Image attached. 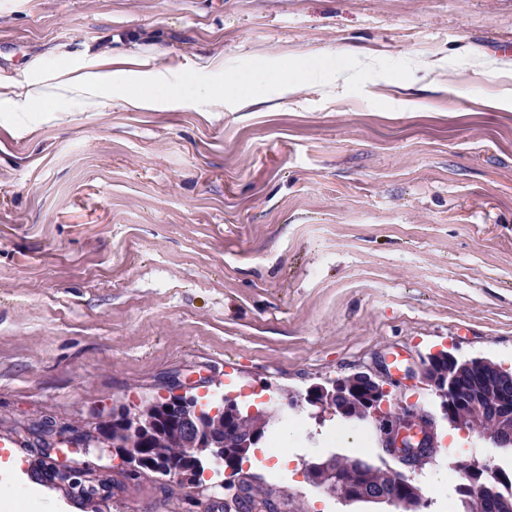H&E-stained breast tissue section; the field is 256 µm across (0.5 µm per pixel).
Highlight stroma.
Returning a JSON list of instances; mask_svg holds the SVG:
<instances>
[{
	"label": "stroma",
	"mask_w": 512,
	"mask_h": 512,
	"mask_svg": "<svg viewBox=\"0 0 512 512\" xmlns=\"http://www.w3.org/2000/svg\"><path fill=\"white\" fill-rule=\"evenodd\" d=\"M512 0H0V75L53 84L101 47L166 83L220 86L253 68H326L263 105L128 110L80 102L0 112V479L51 512L90 505L30 483L31 466H89L118 485L100 512H223L241 474L288 512H390L308 483L304 467L364 456L361 422L318 420L284 470L205 471L201 497L128 476L115 453L43 445L33 429L167 395L244 407L363 372L436 416L433 460L405 475L450 512L439 479L512 450L457 435L421 380L445 350L512 371ZM465 97H458L457 89ZM400 368H393L394 356ZM349 426L352 434L336 432Z\"/></svg>",
	"instance_id": "stroma-1"
}]
</instances>
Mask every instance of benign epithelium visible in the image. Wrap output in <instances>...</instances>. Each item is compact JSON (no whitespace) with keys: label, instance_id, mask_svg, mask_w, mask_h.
I'll return each mask as SVG.
<instances>
[{"label":"benign epithelium","instance_id":"obj_1","mask_svg":"<svg viewBox=\"0 0 512 512\" xmlns=\"http://www.w3.org/2000/svg\"><path fill=\"white\" fill-rule=\"evenodd\" d=\"M446 352L431 354L423 361L421 377L440 400L442 418L449 425L493 442L500 440L505 430L512 431V406L501 391L505 376L500 366L483 358L468 361L473 370V381L455 382L445 370ZM362 404L376 429L391 450V456L411 469L421 468L434 455L437 440L435 418L410 406L393 412L386 387L366 373H355L329 385L315 386L307 391L305 402L320 414L339 412L352 417L354 408L347 404L350 396ZM492 415L498 423V432L486 430L482 419ZM275 412L256 407L244 412L233 399L224 400L220 407L206 409L196 397L181 389L172 388L163 398H145L140 403L125 407L112 417L100 419L94 428L73 430L72 436L86 447L110 448L133 474L142 472L146 449L133 448L123 438H136L157 433L172 446L182 445L186 456L196 461L192 469L180 467L176 460L157 458L156 479L180 488L196 489L201 481L202 463L224 458V446L251 448L260 441L266 423ZM307 479L316 484L330 474L325 462H309L305 466ZM102 480L85 471H76L66 465L57 469L55 485L70 491L78 485Z\"/></svg>","mask_w":512,"mask_h":512}]
</instances>
